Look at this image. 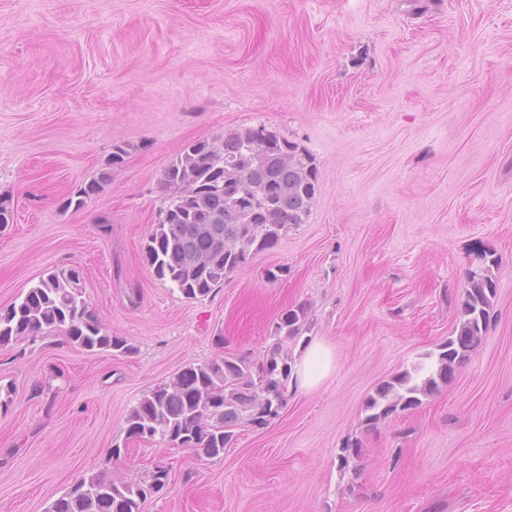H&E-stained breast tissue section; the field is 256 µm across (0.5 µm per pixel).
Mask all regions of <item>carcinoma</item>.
Wrapping results in <instances>:
<instances>
[{
  "instance_id": "carcinoma-1",
  "label": "carcinoma",
  "mask_w": 512,
  "mask_h": 512,
  "mask_svg": "<svg viewBox=\"0 0 512 512\" xmlns=\"http://www.w3.org/2000/svg\"><path fill=\"white\" fill-rule=\"evenodd\" d=\"M125 154L123 146H114L109 170L80 187L66 207L84 208ZM317 179L309 152L264 126L185 144L160 181L163 206L145 245L150 269L188 299L209 296L247 265L251 253L273 248L283 231L304 222ZM495 294L489 276L470 272L455 336L442 346L428 375L405 372L379 385L365 403L363 422L373 426L415 409L448 383L480 344ZM308 323L309 307L297 305L274 324V342L263 358L226 352L159 384L128 412L126 439L179 440L200 462L222 459L238 428L263 427L279 416L291 375L288 343L299 340ZM40 336H61L91 353L133 351L91 315L74 267L50 273L19 302L0 309V348ZM167 479L165 468L121 482L92 473L77 480L50 512H141L147 491L161 490Z\"/></svg>"
}]
</instances>
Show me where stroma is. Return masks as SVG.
<instances>
[{
  "label": "stroma",
  "mask_w": 512,
  "mask_h": 512,
  "mask_svg": "<svg viewBox=\"0 0 512 512\" xmlns=\"http://www.w3.org/2000/svg\"><path fill=\"white\" fill-rule=\"evenodd\" d=\"M260 125L312 155L315 202L185 298L143 257L159 180L186 143ZM117 144L111 180L66 207ZM5 193L0 308L74 267L133 352L0 348V512H49L83 476L159 466L168 483L143 512H512V0H0ZM481 267L496 284L481 343L421 406L365 427L377 386L454 336ZM302 303L309 330L288 351L318 341L332 364L276 419L214 461L127 441L144 392L221 349L263 357Z\"/></svg>",
  "instance_id": "35a3bbf8"
}]
</instances>
